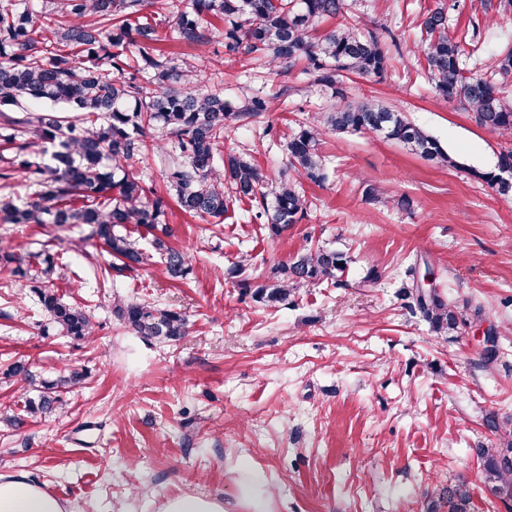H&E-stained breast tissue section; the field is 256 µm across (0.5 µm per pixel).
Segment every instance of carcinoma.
<instances>
[{
  "instance_id": "1",
  "label": "carcinoma",
  "mask_w": 512,
  "mask_h": 512,
  "mask_svg": "<svg viewBox=\"0 0 512 512\" xmlns=\"http://www.w3.org/2000/svg\"><path fill=\"white\" fill-rule=\"evenodd\" d=\"M150 0H46L40 16L20 0H0V163L4 180L20 173L26 195L0 194L1 224L83 226L86 238L106 248L109 270L133 277L160 256L167 278L180 281L190 271L187 255L171 247L165 220L166 202L128 170L129 162L153 153L162 168L167 193L181 211L208 216L220 224L230 204L244 199L258 203L257 218H265L271 235L299 223L311 206L297 182L283 173L277 180L238 155H223L224 132L271 111L262 98L236 105L224 99L222 83L199 62L179 60L157 48L156 20L148 15ZM482 13L471 21L470 45L483 47L494 15L512 12V0H480ZM224 21L228 55L265 60L268 66L291 70L301 62L315 81L337 95L329 112H319L288 141L290 167L314 182L326 180L319 145L325 131L370 133L401 144L421 158L441 166L456 161L440 142L400 112L375 99L348 102L337 88L347 74L384 78L390 58L379 32L346 19L345 0H190L186 9L168 16L179 39L205 44L212 29L209 18ZM336 26L318 38L312 33L325 21ZM426 39L425 70L438 95L459 104L476 124L492 133L512 137V101L505 88L512 83V47L492 55L488 71L475 73L464 60L461 41L448 24L443 7L428 11L420 24ZM144 83L126 78L128 70ZM63 105L70 115L46 109L27 112V105ZM512 170V149L502 150L494 168L474 177L503 196L512 184L499 175ZM372 203L392 204L408 211L407 195L389 197L381 182L365 184ZM146 227L154 251L121 228ZM346 253L305 246L290 261L259 278L243 276L238 263L229 274L237 287L267 307L284 303L301 288L333 281L344 286ZM0 264L34 290L59 333L78 340L95 336L93 315L63 301L53 288L57 265L48 258L33 269L13 255ZM422 316L438 331H453L465 321L434 288L417 280L405 290ZM123 324L146 339L176 342L188 334L189 321L174 309L148 302L119 303ZM33 386L26 413L45 419L64 405L63 394L85 380L86 372L68 368L51 380L36 381L29 365L17 360L5 372ZM485 484L506 507H512V440L499 448L479 449ZM471 512L467 484L448 487L431 500L429 512Z\"/></svg>"
}]
</instances>
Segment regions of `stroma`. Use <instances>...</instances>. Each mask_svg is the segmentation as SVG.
I'll list each match as a JSON object with an SVG mask.
<instances>
[{
	"label": "stroma",
	"mask_w": 512,
	"mask_h": 512,
	"mask_svg": "<svg viewBox=\"0 0 512 512\" xmlns=\"http://www.w3.org/2000/svg\"><path fill=\"white\" fill-rule=\"evenodd\" d=\"M441 6L466 35L470 0H347L350 16L390 31L398 48L384 78L354 76L343 89L347 100L404 112L456 167L371 134H327V180L304 182L312 206L280 236L247 201L220 224L170 207L168 243L190 265L178 282L159 262L104 280L109 257L79 227L0 224V256L54 257L59 295L97 324L89 341L59 335L35 293L0 267V414L20 412L28 392L5 376L16 360L41 378L71 365L88 372L53 418L17 431L0 423V474H31L71 512H154L182 494L245 512L239 485L250 468L267 479L268 512H427L429 493L460 481L473 512H507L483 483L478 451L504 442L489 418L512 420V198L472 172L492 168L512 138L477 126L425 77L419 24ZM159 34L163 52L220 72L225 100L273 101L274 111L224 134L225 151L272 176L287 169L298 123L333 102L304 66L271 71L226 55L218 36L196 46L164 24ZM370 180L410 196L412 209L366 200ZM308 241L350 256L345 287L324 282L271 308L228 273L241 260L250 276L268 272ZM423 262L465 316L455 331H434L403 296L408 268ZM120 300L182 311L189 332L171 343L137 336L116 313Z\"/></svg>",
	"instance_id": "stroma-1"
}]
</instances>
